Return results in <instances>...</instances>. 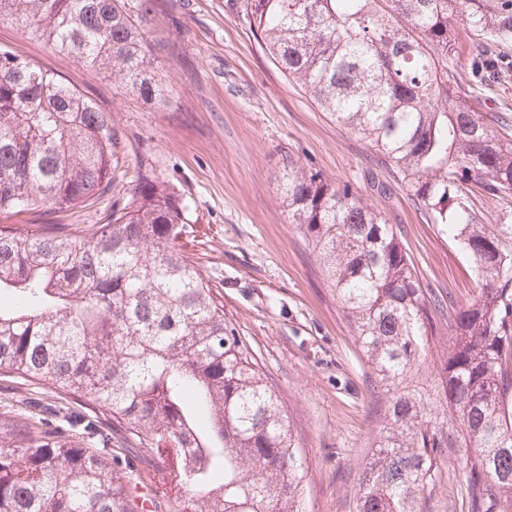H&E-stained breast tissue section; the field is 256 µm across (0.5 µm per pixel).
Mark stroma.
Returning <instances> with one entry per match:
<instances>
[{
    "label": "stroma",
    "mask_w": 512,
    "mask_h": 512,
    "mask_svg": "<svg viewBox=\"0 0 512 512\" xmlns=\"http://www.w3.org/2000/svg\"><path fill=\"white\" fill-rule=\"evenodd\" d=\"M153 14L157 96L0 20V53L38 66L109 112L121 142L103 193L76 206L0 212V225L71 224L91 233L123 207L139 176L176 192L187 205L186 255L277 391L304 452L306 512H356L389 395L315 252L288 222L284 165L293 159L364 191L394 225L423 288L467 304L476 295L472 264L394 186L390 167L284 76L224 0H153ZM374 181L392 185L391 197L370 192ZM463 479L462 453H449L441 482L424 494L425 512H462Z\"/></svg>",
    "instance_id": "1"
}]
</instances>
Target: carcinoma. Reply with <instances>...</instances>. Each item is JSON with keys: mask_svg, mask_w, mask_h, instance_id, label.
<instances>
[{"mask_svg": "<svg viewBox=\"0 0 512 512\" xmlns=\"http://www.w3.org/2000/svg\"><path fill=\"white\" fill-rule=\"evenodd\" d=\"M288 78L396 168L414 204L471 261L466 306L422 288L393 225L349 182L284 165L289 223L311 243L390 395L356 512H423L448 452L467 512H512V117L499 79L512 0H227ZM0 19L141 91L151 0H0ZM471 76L457 71L461 29ZM110 113L27 62L0 65V211L77 205L112 183ZM500 205L498 223L474 202ZM185 205L142 176L92 235L0 226V370L86 408L0 420V512H303L306 470L275 390L179 249ZM448 346L426 388L439 320ZM139 453L126 470L112 443ZM486 107L504 111L505 107L512 109V77L502 81L487 92ZM508 111V112H510Z\"/></svg>", "mask_w": 512, "mask_h": 512, "instance_id": "1", "label": "carcinoma"}]
</instances>
